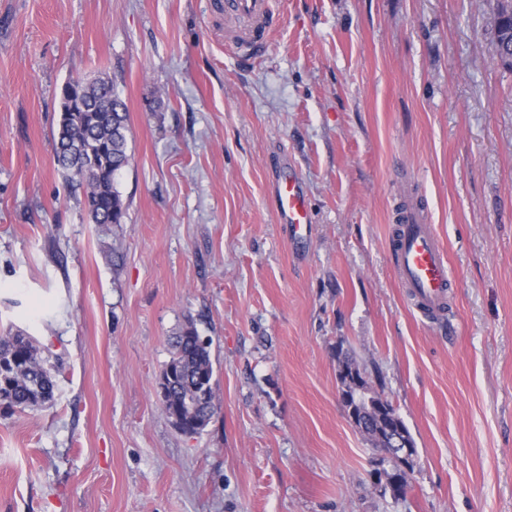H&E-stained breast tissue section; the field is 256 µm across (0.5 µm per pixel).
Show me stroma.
Segmentation results:
<instances>
[{
	"mask_svg": "<svg viewBox=\"0 0 512 512\" xmlns=\"http://www.w3.org/2000/svg\"><path fill=\"white\" fill-rule=\"evenodd\" d=\"M210 0H0V336L51 404L0 405V512H512V70L496 0H276L254 57ZM129 113L123 224L53 155L61 86ZM298 175L294 239L272 185ZM448 252L444 315L394 274L399 205ZM193 320L220 411L175 430L158 381ZM417 448L394 498L338 356Z\"/></svg>",
	"mask_w": 512,
	"mask_h": 512,
	"instance_id": "obj_1",
	"label": "stroma"
}]
</instances>
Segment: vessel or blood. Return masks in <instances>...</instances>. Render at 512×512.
<instances>
[{
  "mask_svg": "<svg viewBox=\"0 0 512 512\" xmlns=\"http://www.w3.org/2000/svg\"><path fill=\"white\" fill-rule=\"evenodd\" d=\"M223 9L224 26L238 47L262 50L274 30V0H224ZM275 195L281 223L296 229L310 223L308 201L292 172H280ZM390 259L399 283L408 288L423 313L431 315L445 308L450 284L447 256L419 210H406Z\"/></svg>",
  "mask_w": 512,
  "mask_h": 512,
  "instance_id": "obj_1",
  "label": "vessel or blood"
}]
</instances>
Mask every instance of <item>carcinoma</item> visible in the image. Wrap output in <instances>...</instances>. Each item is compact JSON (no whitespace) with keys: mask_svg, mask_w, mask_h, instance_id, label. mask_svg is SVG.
<instances>
[{"mask_svg":"<svg viewBox=\"0 0 512 512\" xmlns=\"http://www.w3.org/2000/svg\"><path fill=\"white\" fill-rule=\"evenodd\" d=\"M84 96L99 111L61 113L53 140L55 164L71 185L82 189L93 223L119 225L126 206L115 179L130 162L127 107L109 77L84 83ZM213 375L210 344L189 322L171 338V358L162 377L171 384V405L197 422V433L219 409L214 392L202 400L196 388L201 378L212 384ZM54 391L55 382L34 342L20 335L1 337L0 401L24 410L52 402Z\"/></svg>","mask_w":512,"mask_h":512,"instance_id":"obj_1","label":"carcinoma"}]
</instances>
